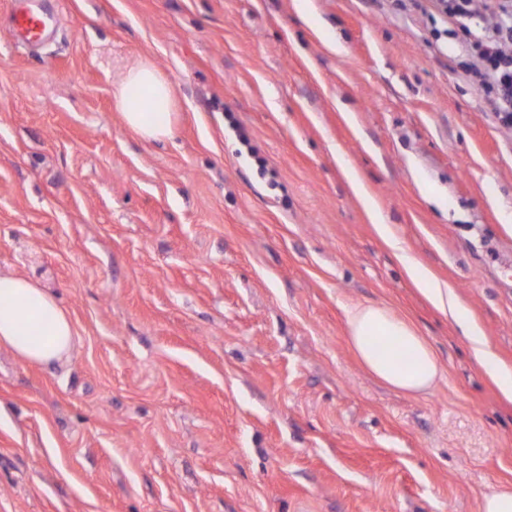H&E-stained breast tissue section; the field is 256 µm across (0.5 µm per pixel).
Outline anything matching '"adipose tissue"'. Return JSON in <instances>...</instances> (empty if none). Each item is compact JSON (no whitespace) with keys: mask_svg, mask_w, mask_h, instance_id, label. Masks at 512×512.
<instances>
[{"mask_svg":"<svg viewBox=\"0 0 512 512\" xmlns=\"http://www.w3.org/2000/svg\"><path fill=\"white\" fill-rule=\"evenodd\" d=\"M114 97L129 130L150 141L172 137L174 92L151 64L141 62L130 68ZM370 216L420 292L442 314L460 318L462 305L454 290L419 267L378 210H371ZM347 325L355 355L375 378L412 395L435 388L442 373L440 361L406 318L382 303L359 304L348 309ZM463 329L475 362L512 402V368L500 364L477 325L467 323ZM75 336L72 320L51 294L21 275L0 274V345L24 361L48 365L68 357Z\"/></svg>","mask_w":512,"mask_h":512,"instance_id":"1","label":"adipose tissue"}]
</instances>
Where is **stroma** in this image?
<instances>
[{
    "mask_svg": "<svg viewBox=\"0 0 512 512\" xmlns=\"http://www.w3.org/2000/svg\"><path fill=\"white\" fill-rule=\"evenodd\" d=\"M0 0V272L78 331L0 346V512H480L512 404L417 292L347 171L512 366V129L414 0H57L40 50ZM147 61L175 136L114 100ZM383 302L438 354L390 389L347 341Z\"/></svg>",
    "mask_w": 512,
    "mask_h": 512,
    "instance_id": "1",
    "label": "stroma"
}]
</instances>
